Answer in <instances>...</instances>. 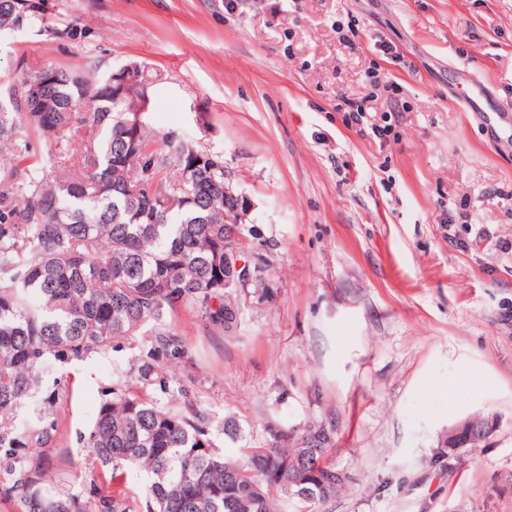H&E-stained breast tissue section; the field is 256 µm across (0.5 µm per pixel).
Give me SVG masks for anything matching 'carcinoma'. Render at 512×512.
<instances>
[{"mask_svg": "<svg viewBox=\"0 0 512 512\" xmlns=\"http://www.w3.org/2000/svg\"><path fill=\"white\" fill-rule=\"evenodd\" d=\"M48 0H0V30L48 31ZM137 93L150 98L160 73L133 63ZM43 87L48 111L29 97ZM224 160L140 124L112 71L93 59L77 68L19 66L0 75V496L22 512H288L294 480L317 497L310 512L348 489L353 478L332 460L335 431L273 432L263 448L228 458L200 418L116 389L89 433L100 467L139 466L142 493L121 486L90 500L56 489L43 448L56 432L18 411L43 372L131 339L166 331L181 307L230 328L236 289L224 290V240L240 250L244 229L224 223ZM342 477L336 478V472Z\"/></svg>", "mask_w": 512, "mask_h": 512, "instance_id": "cac0c4a2", "label": "carcinoma"}]
</instances>
